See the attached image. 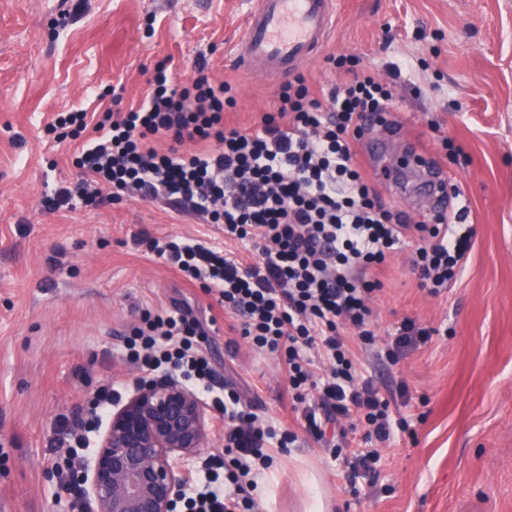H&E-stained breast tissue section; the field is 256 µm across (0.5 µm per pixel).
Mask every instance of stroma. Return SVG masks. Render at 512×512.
<instances>
[{
    "label": "stroma",
    "instance_id": "obj_1",
    "mask_svg": "<svg viewBox=\"0 0 512 512\" xmlns=\"http://www.w3.org/2000/svg\"><path fill=\"white\" fill-rule=\"evenodd\" d=\"M246 0H0V512H71L62 490L66 432L98 389L129 396L137 370L122 343L143 310L190 309L216 391L232 387L277 431L296 434L258 476V512H307L319 492L325 512H512V0H341L323 52L300 68L330 89L332 60L356 55L393 83L389 127L367 137L380 150L366 167L381 197L412 221L418 176L403 168L387 131L426 149L458 185L473 247L456 283L431 296L412 268L414 245L376 273L371 302L386 339L403 319L434 333L398 365L354 345L355 367L407 418L380 449L377 481H349L343 459L318 442L295 410L277 355L253 350L229 328L214 294L135 246L157 237L223 247L224 231L193 215L137 198L102 208L47 212L45 194L74 186L68 145L44 131L56 112L95 109L93 95L124 88L137 105L155 62L171 58L187 78L197 58L229 81L250 127L280 84L234 65ZM409 61L401 76L390 65ZM460 146L446 154L442 138Z\"/></svg>",
    "mask_w": 512,
    "mask_h": 512
}]
</instances>
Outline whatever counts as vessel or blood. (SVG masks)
I'll use <instances>...</instances> for the list:
<instances>
[{"label": "vessel or blood", "mask_w": 512, "mask_h": 512, "mask_svg": "<svg viewBox=\"0 0 512 512\" xmlns=\"http://www.w3.org/2000/svg\"><path fill=\"white\" fill-rule=\"evenodd\" d=\"M236 62L244 74L255 72L282 79L313 60L329 42L340 0H250ZM406 162L422 173L421 192L432 209L448 206L452 181L433 158L408 146Z\"/></svg>", "instance_id": "1"}]
</instances>
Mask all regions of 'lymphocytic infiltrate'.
Returning <instances> with one entry per match:
<instances>
[{
    "label": "lymphocytic infiltrate",
    "instance_id": "f902f5d3",
    "mask_svg": "<svg viewBox=\"0 0 512 512\" xmlns=\"http://www.w3.org/2000/svg\"><path fill=\"white\" fill-rule=\"evenodd\" d=\"M341 80L321 103L302 76L282 86L268 111L249 129L224 123L236 100L230 82L211 80L197 60L190 82L166 62L156 63L148 91L126 110L60 112L47 126L58 141L81 140L74 159L80 178L44 196L48 212L101 207L124 198L162 200L227 239L252 245L255 261L206 241L143 236L156 259L214 292L240 335L258 350L278 354L295 400L317 392L304 410L308 430L354 418L373 447L350 461L352 476L372 474L377 447L406 419H393L391 402L359 378L348 347L375 342L372 273L408 239L419 245L412 265L429 294L447 292L472 249L471 226L436 216L412 223L383 203L354 146L391 108V86L362 68L357 56L339 58ZM193 143L190 153L179 144ZM205 329L187 314L143 311L142 324L124 341L127 360L142 374L164 368L204 393L224 421V452L208 457L205 485L187 512H253L257 471L273 463L272 447L294 443L262 415L241 405L235 391L214 394L216 370L199 339ZM432 331L404 319L382 356L397 364L426 343Z\"/></svg>",
    "mask_w": 512,
    "mask_h": 512
}]
</instances>
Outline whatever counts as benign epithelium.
Listing matches in <instances>:
<instances>
[{
  "label": "benign epithelium",
  "mask_w": 512,
  "mask_h": 512,
  "mask_svg": "<svg viewBox=\"0 0 512 512\" xmlns=\"http://www.w3.org/2000/svg\"><path fill=\"white\" fill-rule=\"evenodd\" d=\"M209 441L205 405L189 386L171 375L140 382L92 438L90 460L75 470L72 509L174 512Z\"/></svg>",
  "instance_id": "1"
}]
</instances>
